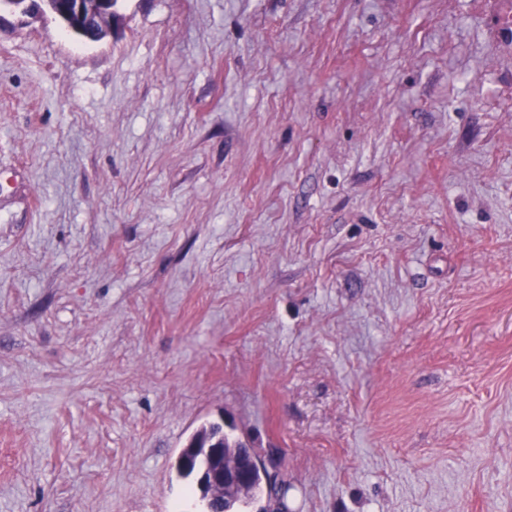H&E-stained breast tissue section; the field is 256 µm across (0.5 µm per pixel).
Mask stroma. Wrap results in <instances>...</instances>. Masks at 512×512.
I'll use <instances>...</instances> for the list:
<instances>
[{
    "label": "stroma",
    "mask_w": 512,
    "mask_h": 512,
    "mask_svg": "<svg viewBox=\"0 0 512 512\" xmlns=\"http://www.w3.org/2000/svg\"><path fill=\"white\" fill-rule=\"evenodd\" d=\"M0 11V512H512V0ZM22 0V3L16 9L27 12L32 7H37L39 2L46 4L50 2L51 10L59 17L63 24L71 31H77L81 22L88 19L92 14L100 13L106 17L107 24L104 30L112 29V21L115 17L112 8L115 7L118 0ZM112 3V8L110 4ZM103 29H100L95 39L96 42L102 39ZM224 432V449L226 457L229 460L239 458L241 461L249 463L252 453L255 454L253 448H246L241 439L231 437L224 431V427L217 421H209L200 427L198 437L212 439L217 434ZM196 449L197 452L188 462L184 461L183 459H178L176 468L182 477L192 478L193 482L196 483L199 491L201 492V498L203 501H205L207 512H243L236 509L247 503V500L250 499L247 498L249 494H251L257 488H260L263 483L269 482V473L267 470L265 468L260 469L256 465H253V470L251 472L253 488L250 493L240 495L237 492H229L224 496V500L219 499L218 501L212 502L205 490L199 485L198 482L199 472L204 468L209 460L206 457L204 448ZM204 484H208L210 488L209 495L221 496L224 495V488L227 484H233L234 486L241 487L244 489L246 485V475L244 474L240 464L236 461L225 465L224 456V467L210 470L208 477H204Z\"/></svg>",
    "instance_id": "35a3bbf8"
}]
</instances>
